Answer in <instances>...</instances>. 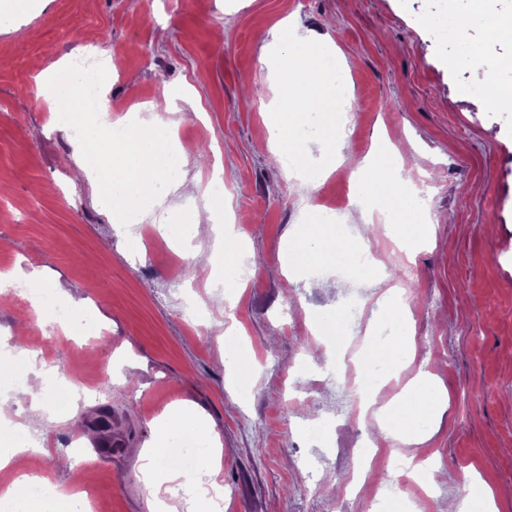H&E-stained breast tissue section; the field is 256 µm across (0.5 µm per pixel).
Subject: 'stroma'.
I'll return each instance as SVG.
<instances>
[{
  "label": "stroma",
  "mask_w": 512,
  "mask_h": 512,
  "mask_svg": "<svg viewBox=\"0 0 512 512\" xmlns=\"http://www.w3.org/2000/svg\"><path fill=\"white\" fill-rule=\"evenodd\" d=\"M466 5L31 0L0 23V271L33 275L95 314L76 331L0 292V339L25 349L15 324L26 317L45 376L78 396L30 435L27 464L45 474L52 496L81 487L99 512H152L136 477L140 454L156 418L187 402L223 443V512H365L346 481L379 431L354 418L358 393L336 377V347L366 322L384 325L382 296L402 260L379 231L346 223L344 239L378 249L383 276L330 267L315 288L283 266L303 225L355 208L348 166L302 183L269 147L262 111L277 86L263 60L289 22L335 46V67L349 75L356 119L342 154L362 160L388 138L394 173L428 183L434 232L409 260L418 351L395 380L426 371L448 394L425 443L441 472L429 512L462 497L466 469L489 484L497 512H512V107L493 88H468L470 54L507 61L512 41L478 25L456 37L420 22ZM80 55L114 65L96 120L126 121L133 104L144 105V118L174 125L188 179L205 186L221 169L250 282L225 287L223 275L151 245L150 229L120 230L95 178L77 175L87 149L57 125L46 81ZM355 303L362 322L321 347L318 318ZM233 355L252 368L246 389L228 379ZM91 383L102 395L81 398ZM106 404L114 449L103 455L88 433Z\"/></svg>",
  "instance_id": "stroma-1"
}]
</instances>
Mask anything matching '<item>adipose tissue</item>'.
<instances>
[{"instance_id": "1", "label": "adipose tissue", "mask_w": 512, "mask_h": 512, "mask_svg": "<svg viewBox=\"0 0 512 512\" xmlns=\"http://www.w3.org/2000/svg\"><path fill=\"white\" fill-rule=\"evenodd\" d=\"M278 40L281 50L275 60V74L280 95L267 107L264 116L269 139L277 157L294 159V167L288 170L289 178L305 180L308 176L304 163L305 147L300 143L298 130L303 119L314 120L322 143L328 147L318 172L319 178H326L344 161L343 155L336 153L334 145L346 134L345 129L337 127L336 118L338 102L348 92L347 83L344 77H332L327 72L328 59L333 53L330 45L315 37H297L287 26L281 28ZM174 143L172 126L158 123L140 128L130 143L113 149L109 154L85 156V169L109 168L111 175L98 181L97 192L111 202L112 212L120 223H142L153 207L158 191L164 187L186 191L197 189V182L182 176L166 177ZM383 156V150H375L351 170L355 185H367L374 197L384 204L386 219L380 227L382 234L394 235L396 226L404 224L412 238H429L433 226L427 220L419 219V199L409 189L398 187L384 175ZM348 255L349 248L335 224L306 225L289 253L298 264L313 267L346 265ZM386 301V316L397 324L399 331L394 343L376 346L373 355L391 366L414 359L417 344L400 295L388 291ZM446 404V397L432 376L422 373L398 399L373 408L372 415L381 435H398L405 444H419L431 437L430 420ZM178 431H188L198 437L201 467L214 474L221 468L224 450L207 420L187 404L169 408L155 421V437L151 447L143 453L140 468L141 480L150 497L155 498L159 512H169L167 502L158 496L163 485L172 483L185 487L197 481L196 472L169 473L157 466L159 458L170 446L172 435ZM7 466L14 469L16 478L0 492V512H46L42 498L29 492L35 478L27 471L24 449L16 448L1 456L0 468Z\"/></svg>"}]
</instances>
